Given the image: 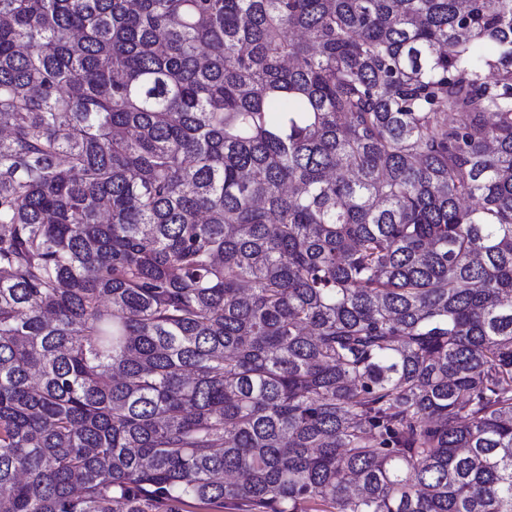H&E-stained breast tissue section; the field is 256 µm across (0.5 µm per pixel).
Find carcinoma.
Here are the masks:
<instances>
[{
	"instance_id": "cac0c4a2",
	"label": "carcinoma",
	"mask_w": 512,
	"mask_h": 512,
	"mask_svg": "<svg viewBox=\"0 0 512 512\" xmlns=\"http://www.w3.org/2000/svg\"><path fill=\"white\" fill-rule=\"evenodd\" d=\"M0 512H512V0H0Z\"/></svg>"
}]
</instances>
